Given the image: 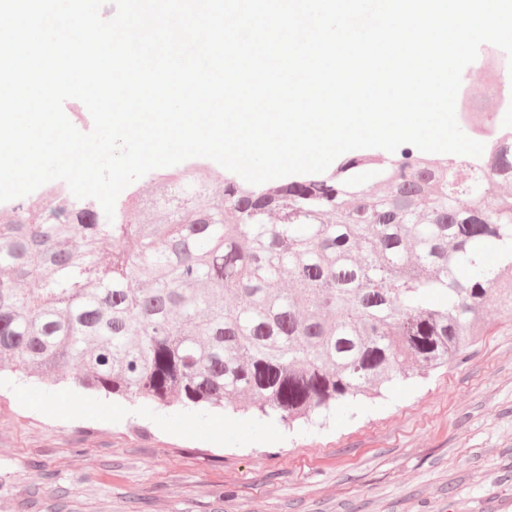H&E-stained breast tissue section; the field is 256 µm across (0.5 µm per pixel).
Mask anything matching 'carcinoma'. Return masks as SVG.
<instances>
[{
    "label": "carcinoma",
    "mask_w": 512,
    "mask_h": 512,
    "mask_svg": "<svg viewBox=\"0 0 512 512\" xmlns=\"http://www.w3.org/2000/svg\"><path fill=\"white\" fill-rule=\"evenodd\" d=\"M373 179L386 191L364 187ZM404 148L276 185L185 168L156 224L0 220V371L290 424L461 359L512 319V195ZM281 217L266 223L267 214ZM131 239L129 251L104 244Z\"/></svg>",
    "instance_id": "obj_1"
}]
</instances>
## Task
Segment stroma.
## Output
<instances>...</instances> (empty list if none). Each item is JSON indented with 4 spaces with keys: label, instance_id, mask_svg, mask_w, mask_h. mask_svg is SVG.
Returning a JSON list of instances; mask_svg holds the SVG:
<instances>
[{
    "label": "stroma",
    "instance_id": "35a3bbf8",
    "mask_svg": "<svg viewBox=\"0 0 512 512\" xmlns=\"http://www.w3.org/2000/svg\"><path fill=\"white\" fill-rule=\"evenodd\" d=\"M0 512H512V320L291 427L2 372Z\"/></svg>",
    "mask_w": 512,
    "mask_h": 512
}]
</instances>
